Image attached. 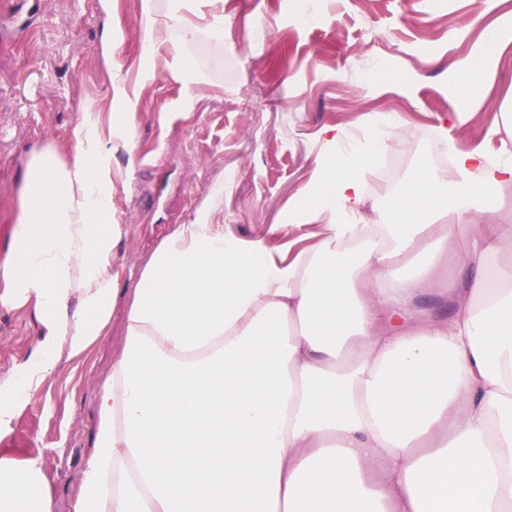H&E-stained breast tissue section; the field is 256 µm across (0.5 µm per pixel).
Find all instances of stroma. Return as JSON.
I'll use <instances>...</instances> for the list:
<instances>
[{"label":"stroma","mask_w":512,"mask_h":512,"mask_svg":"<svg viewBox=\"0 0 512 512\" xmlns=\"http://www.w3.org/2000/svg\"><path fill=\"white\" fill-rule=\"evenodd\" d=\"M301 20L292 0H224V37L203 30L206 0H159L160 16L187 18L195 33L184 54L205 74L189 96L170 44L143 51L140 0H0V259L11 240L24 177L36 147L69 157L72 127L86 114L107 121L115 77L135 112L133 155L112 156V254L122 294L105 334L82 355L60 361L33 403L0 434V455L43 453L55 512H74L81 470L92 452L95 398L124 345V314L137 277L179 225L194 223L209 187L224 182L212 216L226 236L289 239L318 225L289 223L318 159L324 128L351 138L399 114L391 176L384 161L364 175L366 211H383L414 166L447 130L464 148L496 154L490 135L512 99V42L489 71L486 90L455 123L452 68L479 48L488 29L512 26V0H313ZM397 74L374 83L373 70ZM33 306L0 309V375L35 346Z\"/></svg>","instance_id":"35a3bbf8"}]
</instances>
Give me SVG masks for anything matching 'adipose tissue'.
I'll return each instance as SVG.
<instances>
[{"label":"adipose tissue","instance_id":"obj_1","mask_svg":"<svg viewBox=\"0 0 512 512\" xmlns=\"http://www.w3.org/2000/svg\"><path fill=\"white\" fill-rule=\"evenodd\" d=\"M506 32L488 30L456 75L469 112ZM107 128L88 117L73 152L33 150L0 308L32 305L34 349L0 376V433L62 358L112 320V152L133 151L123 82ZM403 117L327 153L302 194L322 221L309 246L228 238L209 188L196 223L152 254L124 346L99 388L94 448L74 512H512V225L475 224L512 183L495 157L444 141L449 169L423 162L366 223L359 174L390 152ZM473 241L446 292L431 286L459 223ZM0 512H53L41 456H0Z\"/></svg>","mask_w":512,"mask_h":512}]
</instances>
